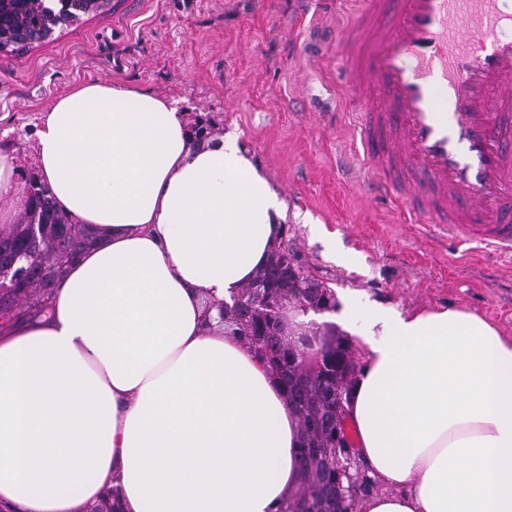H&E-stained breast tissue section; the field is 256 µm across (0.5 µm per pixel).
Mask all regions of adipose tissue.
Listing matches in <instances>:
<instances>
[{"instance_id": "obj_1", "label": "adipose tissue", "mask_w": 512, "mask_h": 512, "mask_svg": "<svg viewBox=\"0 0 512 512\" xmlns=\"http://www.w3.org/2000/svg\"><path fill=\"white\" fill-rule=\"evenodd\" d=\"M41 182L96 240L50 316L0 330V505L276 512L299 418L214 302L266 261L286 205L237 135L197 144L176 101L92 81L37 130ZM368 344L347 412L379 490L358 512H512V337L455 307L345 303Z\"/></svg>"}]
</instances>
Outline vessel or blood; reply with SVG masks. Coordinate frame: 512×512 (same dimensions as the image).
Wrapping results in <instances>:
<instances>
[{"instance_id": "b4317fda", "label": "vessel or blood", "mask_w": 512, "mask_h": 512, "mask_svg": "<svg viewBox=\"0 0 512 512\" xmlns=\"http://www.w3.org/2000/svg\"><path fill=\"white\" fill-rule=\"evenodd\" d=\"M340 34L372 183L512 257V0H356Z\"/></svg>"}]
</instances>
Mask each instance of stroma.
Segmentation results:
<instances>
[{
	"instance_id": "35a3bbf8",
	"label": "stroma",
	"mask_w": 512,
	"mask_h": 512,
	"mask_svg": "<svg viewBox=\"0 0 512 512\" xmlns=\"http://www.w3.org/2000/svg\"><path fill=\"white\" fill-rule=\"evenodd\" d=\"M352 0H112L52 41L0 57V141L38 173L41 111L71 87L122 82L237 133L287 206L283 238L337 295L411 313L454 306L512 337V259L411 223L370 191L338 36Z\"/></svg>"
}]
</instances>
